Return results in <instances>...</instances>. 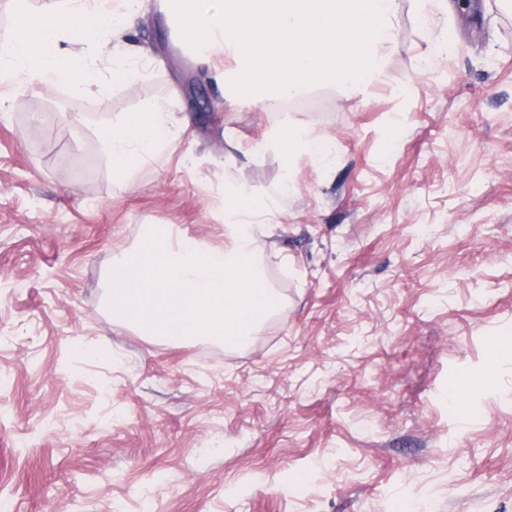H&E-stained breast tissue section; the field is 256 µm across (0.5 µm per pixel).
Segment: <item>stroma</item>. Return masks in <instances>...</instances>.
I'll use <instances>...</instances> for the list:
<instances>
[{"label": "stroma", "instance_id": "35a3bbf8", "mask_svg": "<svg viewBox=\"0 0 512 512\" xmlns=\"http://www.w3.org/2000/svg\"><path fill=\"white\" fill-rule=\"evenodd\" d=\"M450 3L399 0L380 80L285 113L236 95L234 55L195 56L165 0L70 44L101 75L81 103L0 92L8 512H512V5ZM116 45L143 77L113 83ZM152 103L189 130L122 176L106 136ZM289 124L335 154L282 151ZM235 190L272 207L280 305L252 339L113 325L115 259L151 224L224 245Z\"/></svg>", "mask_w": 512, "mask_h": 512}]
</instances>
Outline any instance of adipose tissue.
Returning <instances> with one entry per match:
<instances>
[{
  "label": "adipose tissue",
  "instance_id": "obj_1",
  "mask_svg": "<svg viewBox=\"0 0 512 512\" xmlns=\"http://www.w3.org/2000/svg\"><path fill=\"white\" fill-rule=\"evenodd\" d=\"M142 5L143 0H125L123 12L115 13L104 0H56L52 9L39 14L29 8L27 0H17L10 39L0 47V84L23 85L37 79L64 84L72 96H83L97 80L95 64L91 58L62 48L64 36L97 40L104 27L124 28L129 15ZM180 133L169 113L157 104L124 117L107 138L113 168L130 172L161 154Z\"/></svg>",
  "mask_w": 512,
  "mask_h": 512
}]
</instances>
